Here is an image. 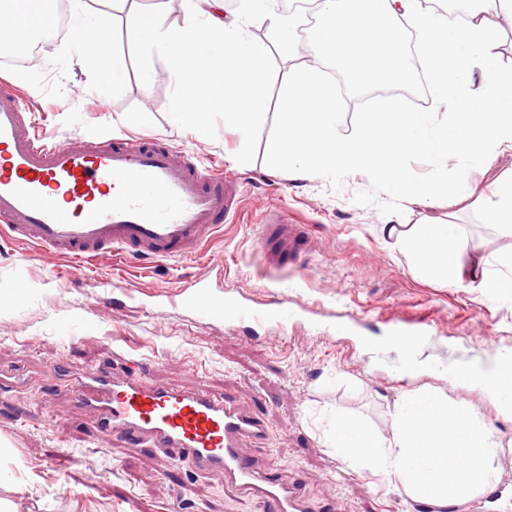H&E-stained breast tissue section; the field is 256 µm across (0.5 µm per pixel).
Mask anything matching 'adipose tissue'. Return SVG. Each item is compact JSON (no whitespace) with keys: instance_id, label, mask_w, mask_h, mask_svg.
Masks as SVG:
<instances>
[{"instance_id":"obj_1","label":"adipose tissue","mask_w":512,"mask_h":512,"mask_svg":"<svg viewBox=\"0 0 512 512\" xmlns=\"http://www.w3.org/2000/svg\"><path fill=\"white\" fill-rule=\"evenodd\" d=\"M116 0H66L67 10L78 26L98 30L96 39L69 35L67 54L93 76L90 91L103 93L121 83L126 72L123 56L113 53L111 33H100L107 9ZM273 0H238L225 11L224 0H184L188 22L175 29L162 16H128V30L144 62L165 59L173 88L172 121L177 128L201 129L214 115L222 114L225 126L248 135L266 110L265 49L251 38L254 19L269 20L281 49L292 52L288 38L292 18L272 10ZM57 0H0V9L12 13L15 24L0 32V53L26 47L33 36L54 19ZM485 223L512 237V175H502L479 195ZM377 236L389 247L405 253L422 276L467 286L488 301L512 304V294L502 289L512 276V250L493 259L464 258L463 237L454 224H417L402 229L383 224ZM473 383L491 398L500 399L512 411V372L503 371L498 360L465 366Z\"/></svg>"}]
</instances>
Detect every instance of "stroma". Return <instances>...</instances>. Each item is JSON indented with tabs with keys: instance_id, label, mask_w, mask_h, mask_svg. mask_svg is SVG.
I'll return each mask as SVG.
<instances>
[{
	"instance_id": "35a3bbf8",
	"label": "stroma",
	"mask_w": 512,
	"mask_h": 512,
	"mask_svg": "<svg viewBox=\"0 0 512 512\" xmlns=\"http://www.w3.org/2000/svg\"><path fill=\"white\" fill-rule=\"evenodd\" d=\"M124 18L116 13L112 30L113 50L127 63L116 89L86 92L87 77L67 59L61 38L44 48L39 68L0 61V84L37 105L34 120L49 139L106 131L150 136L191 153L199 167L224 170L247 190L242 215L191 259L128 263L122 286L138 301L119 309L92 265L77 269L63 256L0 236V286L27 283L24 300L0 299V375L25 384L22 392L0 394V501L11 512H266L223 475L175 467L163 450L129 448L98 431L60 393L67 370L119 366L130 354L142 356L148 381L244 400L268 432L267 440L247 444L246 454L299 482L319 510L335 504L340 512H419L382 477L361 473L348 482L334 472L322 419L330 410L361 414L385 437L390 412L410 390L443 391L478 413L499 438V478L512 480V413L468 378L450 381L439 372L450 360L484 356L489 339L512 353V307L415 276L376 229L385 222L458 224L469 248L488 257L512 249V238L485 224L472 197L408 199L402 214L385 217L353 200L369 186L365 175L346 177L334 192L322 178L269 168L264 157L282 78L318 64L302 32H293L288 55L273 45L267 23H253L252 38L268 47L267 107L243 141L218 116L204 133L173 126L166 68L145 71ZM279 207L308 227L309 255L297 272L257 255L261 227ZM199 279L258 302L278 292L308 312L282 343L270 327L250 341L159 306L160 295ZM324 313L353 321L355 335L319 337L310 325ZM423 316L435 332L424 351L433 368L412 377L397 366L390 324Z\"/></svg>"
}]
</instances>
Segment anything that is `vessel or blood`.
I'll return each mask as SVG.
<instances>
[{
  "label": "vessel or blood",
  "mask_w": 512,
  "mask_h": 512,
  "mask_svg": "<svg viewBox=\"0 0 512 512\" xmlns=\"http://www.w3.org/2000/svg\"><path fill=\"white\" fill-rule=\"evenodd\" d=\"M28 110L21 97L0 92V226L13 239L113 269L133 259L192 257L236 217L241 183L200 168L186 152L133 138L53 141L28 122ZM275 245L295 260L306 237L299 225L279 217L264 227L260 258H271ZM172 301L199 321L232 330L274 325L284 331L300 317L287 297L258 304L202 281ZM391 333L407 369L414 348L433 330L422 318L394 324ZM69 396L98 430L123 438L129 447L162 448L176 465L223 474L269 512H313L299 483L283 481L272 465L258 466L244 454L245 444L263 439L265 429L236 397L151 384L132 355L119 369H86ZM477 512H512V487L494 484L479 499Z\"/></svg>",
  "instance_id": "vessel-or-blood-1"
}]
</instances>
